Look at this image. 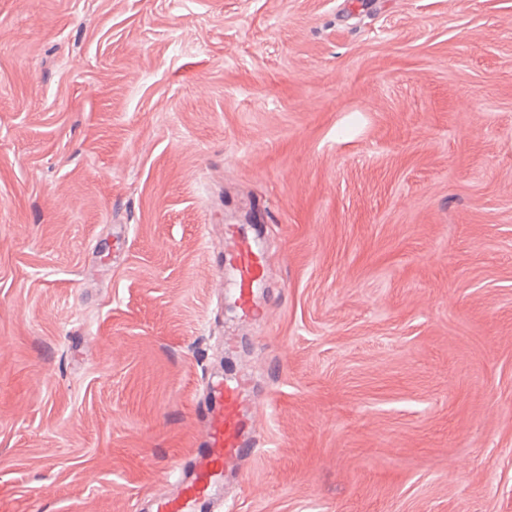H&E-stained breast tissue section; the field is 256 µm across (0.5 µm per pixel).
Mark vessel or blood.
Here are the masks:
<instances>
[{"instance_id":"1","label":"vessel or blood","mask_w":512,"mask_h":512,"mask_svg":"<svg viewBox=\"0 0 512 512\" xmlns=\"http://www.w3.org/2000/svg\"><path fill=\"white\" fill-rule=\"evenodd\" d=\"M228 256L237 276L228 288L245 316H253L251 291L264 274L259 249L237 236H230ZM203 434L189 457L187 475L172 496L161 498L160 512H206L216 496L225 472L240 461L246 449L258 447L250 439L254 420L243 409V389L236 382L216 384L201 415Z\"/></svg>"}]
</instances>
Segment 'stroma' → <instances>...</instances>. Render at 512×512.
<instances>
[{
  "mask_svg": "<svg viewBox=\"0 0 512 512\" xmlns=\"http://www.w3.org/2000/svg\"><path fill=\"white\" fill-rule=\"evenodd\" d=\"M241 378L214 512H512V0H0V512H157ZM227 239L230 243L228 257L231 259L233 270L237 273L227 291L235 298V302L239 303L245 316L251 317L254 315L251 303L252 287L264 274L261 253L250 242L235 236L233 232L227 233Z\"/></svg>",
  "mask_w": 512,
  "mask_h": 512,
  "instance_id": "35a3bbf8",
  "label": "stroma"
}]
</instances>
